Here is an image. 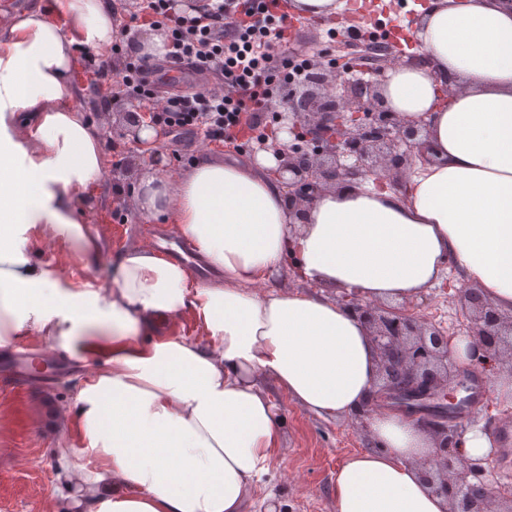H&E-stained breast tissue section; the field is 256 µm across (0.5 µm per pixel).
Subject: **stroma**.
Segmentation results:
<instances>
[{"label": "stroma", "instance_id": "1", "mask_svg": "<svg viewBox=\"0 0 512 512\" xmlns=\"http://www.w3.org/2000/svg\"><path fill=\"white\" fill-rule=\"evenodd\" d=\"M375 14L362 21L364 28L377 32L381 45H395L405 59H425L426 54L414 39V30L422 8L430 0H378ZM350 17L311 15L295 24L290 45L328 59L322 68L325 77L334 71L354 67L357 77L371 79L370 67L355 66L354 57L344 38L335 37L336 28L350 25ZM97 76L86 82L87 96L77 100V107L97 123L102 133V148L109 155L114 171L105 179L101 190L85 205L88 222L86 235L99 246L102 264L86 268L82 255L65 244L64 234L46 225L33 227L7 224L0 234L10 242L21 243L31 260L51 268L60 285L105 292L119 259L127 246L148 238L151 229L166 227L164 219L146 220L137 206L140 182L145 173L157 171L169 175L188 170L197 160L200 149H208L211 159L235 160L253 165L255 157L249 147L228 148L212 143L202 146L197 134L174 135L164 127L156 129L160 160L135 159L129 139L123 138L125 114L134 105L132 98L105 105L95 92ZM445 285H437L415 295L420 313L441 328L456 327L464 317L455 299V290L464 281L461 268L449 264ZM52 359L57 373L45 382H33L17 388L0 383V512H63V504L52 495L56 459L53 448H67L87 469L95 460L84 453V441L77 434L62 431L53 408H65L72 400L83 374L82 366L60 354ZM512 373V362L502 361L490 373L477 371L475 382L482 395L465 412L467 428L482 427L498 436L512 426V408L497 395V380ZM282 424V451L274 456L255 479L250 512H335L332 481L336 469L351 455L369 449L367 424L356 418L324 419L306 411L286 397H278Z\"/></svg>", "mask_w": 512, "mask_h": 512}]
</instances>
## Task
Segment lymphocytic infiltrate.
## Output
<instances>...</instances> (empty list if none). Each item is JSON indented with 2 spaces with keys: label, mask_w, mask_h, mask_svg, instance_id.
Segmentation results:
<instances>
[{
  "label": "lymphocytic infiltrate",
  "mask_w": 512,
  "mask_h": 512,
  "mask_svg": "<svg viewBox=\"0 0 512 512\" xmlns=\"http://www.w3.org/2000/svg\"><path fill=\"white\" fill-rule=\"evenodd\" d=\"M146 11L164 31L169 63L210 80L191 94L169 96L155 111V120L173 133L196 131L211 142L236 144L243 130L260 129L274 80L301 84L317 76L306 55L286 52L288 15L279 0H207L193 10L182 0H146ZM120 41L129 58L121 77L127 92L154 99L155 67L140 54L130 25H122Z\"/></svg>",
  "instance_id": "obj_1"
}]
</instances>
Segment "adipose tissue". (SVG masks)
<instances>
[{"label": "adipose tissue", "mask_w": 512, "mask_h": 512, "mask_svg": "<svg viewBox=\"0 0 512 512\" xmlns=\"http://www.w3.org/2000/svg\"><path fill=\"white\" fill-rule=\"evenodd\" d=\"M116 33L111 0H52L0 28V223L47 224L91 262L84 204L108 171L75 101L80 58ZM415 37L425 67L390 71L388 107L429 124L430 166L404 195L374 178L323 192L300 231L282 188L207 157L142 185L141 212L178 224L223 283H200L148 244L127 249L105 294L59 287L46 265L0 242V347L35 327L87 364L62 419L95 470L55 449L54 496L74 512H247L254 478L281 448L280 391L321 418L352 416L376 390L367 327L339 302L270 288L286 254L298 279L400 301L456 263L512 313V0H432ZM458 87L447 101L444 79ZM25 129L13 136L14 124ZM193 315L203 339L176 335ZM374 449L333 477L335 512H448L417 465L431 440L416 417L374 412Z\"/></svg>", "instance_id": "obj_1"}]
</instances>
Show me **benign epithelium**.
I'll return each instance as SVG.
<instances>
[{"instance_id":"1","label":"benign epithelium","mask_w":512,"mask_h":512,"mask_svg":"<svg viewBox=\"0 0 512 512\" xmlns=\"http://www.w3.org/2000/svg\"><path fill=\"white\" fill-rule=\"evenodd\" d=\"M385 64L375 69V80L346 77L337 72L331 91L320 95L315 82L300 98L288 95L294 142L282 144L264 136L257 149L271 152L278 161L274 178L287 188L288 207L304 216L328 185L374 176L384 183L403 173L413 159H424L422 145L427 124L406 119L385 102ZM151 124L150 109L139 106L127 114L123 135L138 144V132ZM466 310L465 337L470 339L469 364L463 366L451 348L458 332L437 327L404 310L384 308L357 297L344 305L370 331L378 355L380 387L358 417H367L380 402L417 416L434 441V451L421 465L422 476L432 490L447 498L448 512H512V491L500 496L507 510L494 508L495 498L476 493L484 484L481 460L462 453L464 429L460 406L470 401L457 398L474 384L471 367L492 370L506 352L512 360V314L501 313L478 291L467 286L459 291Z\"/></svg>"}]
</instances>
